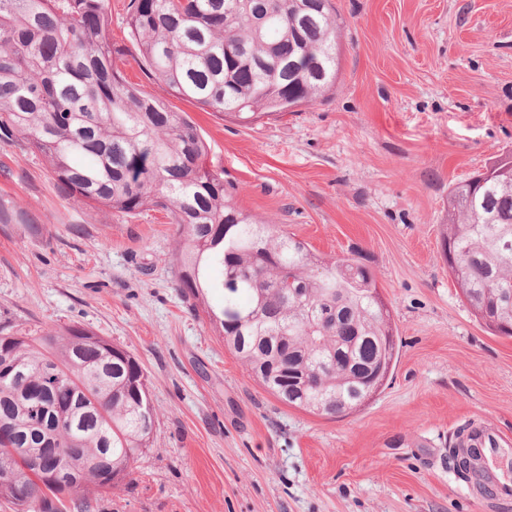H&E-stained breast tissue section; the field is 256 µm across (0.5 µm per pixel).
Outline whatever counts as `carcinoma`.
Returning a JSON list of instances; mask_svg holds the SVG:
<instances>
[{
	"instance_id": "carcinoma-1",
	"label": "carcinoma",
	"mask_w": 512,
	"mask_h": 512,
	"mask_svg": "<svg viewBox=\"0 0 512 512\" xmlns=\"http://www.w3.org/2000/svg\"><path fill=\"white\" fill-rule=\"evenodd\" d=\"M228 0H130L128 36L140 66L174 96L246 124L313 105L336 85L338 33L330 0H251L224 24ZM107 0H0V138L39 156L70 199L99 210L167 212L177 287L245 370L281 404L342 418L385 383L395 329L372 273L326 260L279 225L238 206L206 166L208 144L184 112L125 81L112 66ZM508 154L448 192V271L490 329L512 326V175ZM222 272L220 283L211 273ZM224 290V303L207 294ZM0 471L43 452L37 399H55L58 464L68 485L33 470L0 480L14 512H88L134 474L151 447L149 380L126 349L76 326L0 329ZM103 463L92 466L94 459ZM456 475L484 490L475 467Z\"/></svg>"
}]
</instances>
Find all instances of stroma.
Segmentation results:
<instances>
[{"label":"stroma","instance_id":"35a3bbf8","mask_svg":"<svg viewBox=\"0 0 512 512\" xmlns=\"http://www.w3.org/2000/svg\"><path fill=\"white\" fill-rule=\"evenodd\" d=\"M127 2L109 0L116 68L191 117L243 209L369 269L400 350L347 417L282 405L179 292L165 211L78 204L0 139V327L86 328L149 378L152 445L104 512H512L448 468L464 424L512 439V336L472 313L441 250L450 187L512 152V0H332L335 91L248 124L138 66Z\"/></svg>","mask_w":512,"mask_h":512}]
</instances>
